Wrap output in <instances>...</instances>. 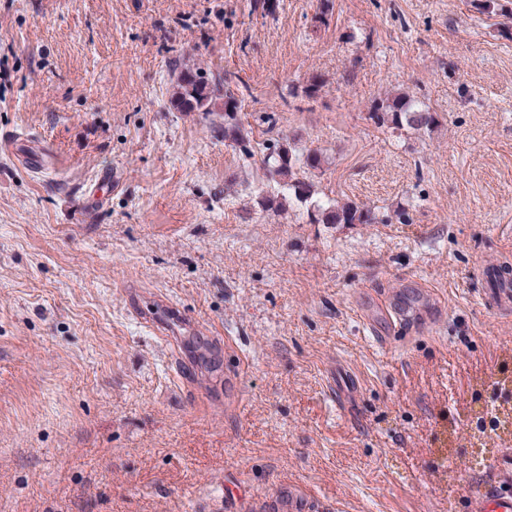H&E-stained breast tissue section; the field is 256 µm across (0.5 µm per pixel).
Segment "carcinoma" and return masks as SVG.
Masks as SVG:
<instances>
[{"label": "carcinoma", "mask_w": 512, "mask_h": 512, "mask_svg": "<svg viewBox=\"0 0 512 512\" xmlns=\"http://www.w3.org/2000/svg\"><path fill=\"white\" fill-rule=\"evenodd\" d=\"M170 104L179 112L222 113L224 124L213 126V131L224 133V141L238 150L247 161L255 156L252 131L246 129L239 118L241 99L231 89L226 74L219 70L174 66ZM369 119L378 128L392 130L429 129L436 124L434 114L417 98L396 93L376 100ZM325 162L317 150L298 153L285 144L267 148L263 163L270 178L277 185V196L268 201H285L294 197L309 204L311 215L322 224H380L374 209L356 202L340 203L334 199H315L316 190L307 175L322 169Z\"/></svg>", "instance_id": "1"}]
</instances>
